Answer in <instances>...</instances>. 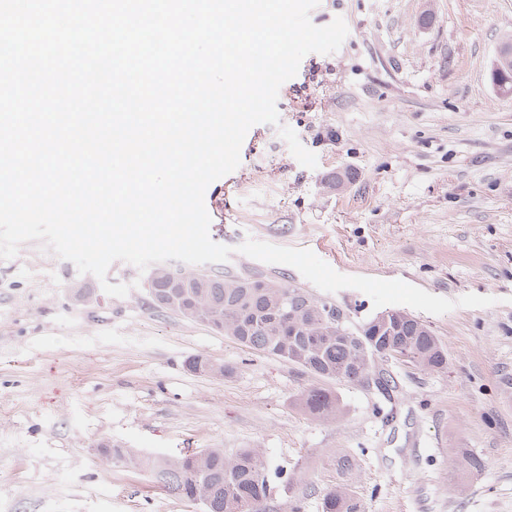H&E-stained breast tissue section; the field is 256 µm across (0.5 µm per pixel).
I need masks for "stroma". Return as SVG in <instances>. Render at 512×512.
Here are the masks:
<instances>
[{
    "label": "stroma",
    "instance_id": "obj_1",
    "mask_svg": "<svg viewBox=\"0 0 512 512\" xmlns=\"http://www.w3.org/2000/svg\"><path fill=\"white\" fill-rule=\"evenodd\" d=\"M338 16L340 49L306 55L278 95L279 125L242 146L212 240L305 248L344 275L496 304L417 312L447 370L392 364V422L372 394L331 382L343 414L327 422L296 403L314 377L153 307L134 266L111 265L108 282L131 286L115 298L24 243L0 261V512H204L142 469L102 463L105 441L156 458L262 449L297 478L304 512L339 484L361 512H512V93L490 80L512 0H320L311 20ZM282 125L317 168L293 157ZM212 270L307 284L235 252ZM195 357L224 376L190 371ZM458 448L483 469L457 470Z\"/></svg>",
    "mask_w": 512,
    "mask_h": 512
}]
</instances>
